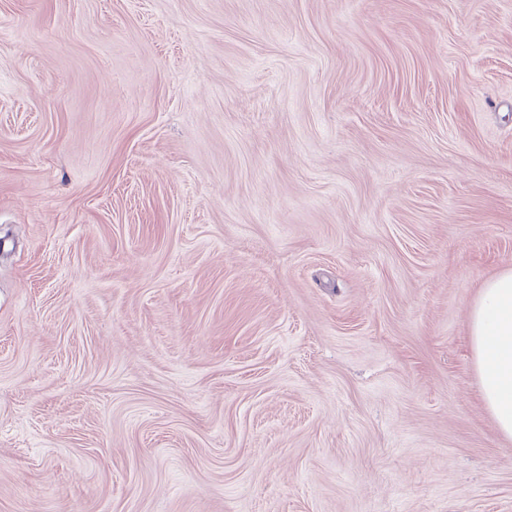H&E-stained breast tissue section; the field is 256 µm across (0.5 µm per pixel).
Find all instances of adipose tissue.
Here are the masks:
<instances>
[{"label": "adipose tissue", "mask_w": 512, "mask_h": 512, "mask_svg": "<svg viewBox=\"0 0 512 512\" xmlns=\"http://www.w3.org/2000/svg\"><path fill=\"white\" fill-rule=\"evenodd\" d=\"M469 327L483 403L499 433L512 440V267L480 288Z\"/></svg>", "instance_id": "ef3b65f1"}]
</instances>
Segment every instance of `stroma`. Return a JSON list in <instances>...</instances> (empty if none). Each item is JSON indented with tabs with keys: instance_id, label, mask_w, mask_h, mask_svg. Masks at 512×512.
Instances as JSON below:
<instances>
[{
	"instance_id": "stroma-1",
	"label": "stroma",
	"mask_w": 512,
	"mask_h": 512,
	"mask_svg": "<svg viewBox=\"0 0 512 512\" xmlns=\"http://www.w3.org/2000/svg\"><path fill=\"white\" fill-rule=\"evenodd\" d=\"M508 267L512 0H0V512H512ZM469 327L483 403L499 433L512 440V267L480 288Z\"/></svg>"
}]
</instances>
